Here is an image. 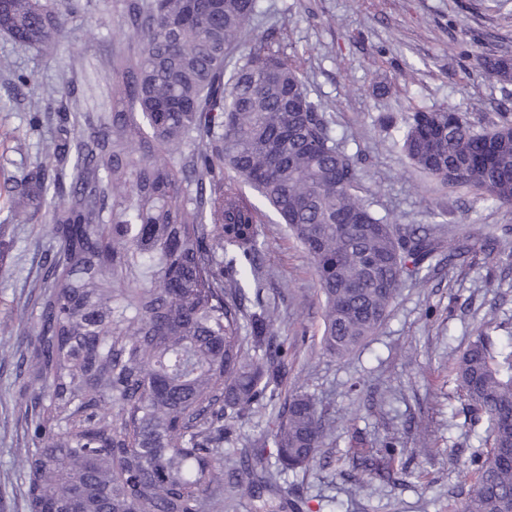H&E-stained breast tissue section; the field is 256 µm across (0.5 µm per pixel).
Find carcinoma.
Returning a JSON list of instances; mask_svg holds the SVG:
<instances>
[{"label": "carcinoma", "instance_id": "1", "mask_svg": "<svg viewBox=\"0 0 512 512\" xmlns=\"http://www.w3.org/2000/svg\"><path fill=\"white\" fill-rule=\"evenodd\" d=\"M259 0H137L128 34L143 52L111 83L110 111L56 113L6 217L44 207L55 248L38 284L35 348L19 355L29 444L16 459L30 512H225L224 484L260 512L295 507L281 474L321 461L336 418L314 395L278 398L288 339L278 306L251 302L261 253L257 192L311 260L323 297L321 345L351 355L399 289L428 287L434 228L378 217L356 194L360 170L321 103L272 42L246 45ZM0 32L54 52L53 0H3ZM241 50L229 79L230 53ZM482 74L512 82V57ZM99 135L75 133L78 121ZM398 147L442 186L512 204V114L414 107ZM233 176H224V169ZM487 248L475 234L448 259ZM488 319L453 359L460 399L485 452L457 512H512V350ZM271 406L261 438L235 457L225 432Z\"/></svg>", "mask_w": 512, "mask_h": 512}]
</instances>
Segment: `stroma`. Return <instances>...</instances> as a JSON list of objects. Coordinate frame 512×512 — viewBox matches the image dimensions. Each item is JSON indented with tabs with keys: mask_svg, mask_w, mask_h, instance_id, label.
<instances>
[{
	"mask_svg": "<svg viewBox=\"0 0 512 512\" xmlns=\"http://www.w3.org/2000/svg\"><path fill=\"white\" fill-rule=\"evenodd\" d=\"M69 3L59 4L63 27L53 56L0 34V321L32 322L41 257L53 246L44 212L26 224L5 221L14 182L43 161L41 142L52 129L32 123L31 101L48 99L53 109L74 113L108 111L111 62L143 50L125 35V0H93L76 13ZM268 36L298 67L357 160V193L374 213L438 225L444 243L468 231L501 240L491 255L441 264L428 287L404 285L376 334L338 358L320 347L323 298L310 261L265 211L251 288L278 305L274 333L292 345L282 388L314 393L341 423L323 450L326 465L287 473L280 484L302 512H448L468 493V459L483 445L457 397L451 360L492 308V338L501 346L512 340V235L503 233L512 228V204L430 182L401 156L400 127L380 128L378 119L404 116L415 105L466 112L476 101L485 112L512 113V83L478 67L480 57L512 53V0L499 11L480 0H261L248 37ZM409 68L414 79L407 83L400 73ZM20 72L34 80L19 90L13 77ZM19 390L13 359H0V512H29L14 463L27 442ZM389 436L401 448L390 474L365 478L352 458L376 453ZM359 477L363 486L350 495Z\"/></svg>",
	"mask_w": 512,
	"mask_h": 512,
	"instance_id": "35a3bbf8",
	"label": "stroma"
}]
</instances>
